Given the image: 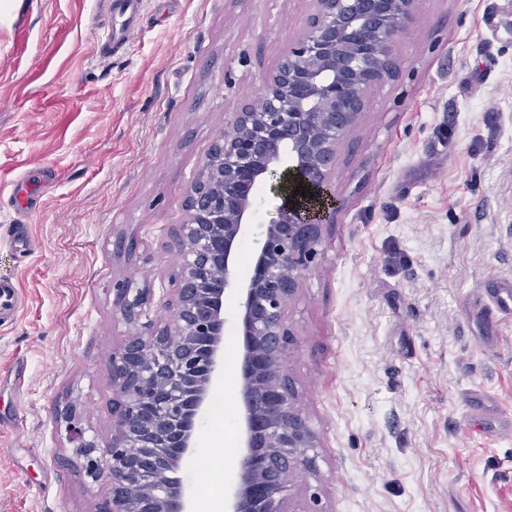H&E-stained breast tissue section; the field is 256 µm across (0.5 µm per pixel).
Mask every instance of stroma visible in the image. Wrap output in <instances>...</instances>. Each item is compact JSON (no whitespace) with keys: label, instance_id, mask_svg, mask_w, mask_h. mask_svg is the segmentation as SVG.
I'll use <instances>...</instances> for the list:
<instances>
[{"label":"stroma","instance_id":"stroma-1","mask_svg":"<svg viewBox=\"0 0 512 512\" xmlns=\"http://www.w3.org/2000/svg\"><path fill=\"white\" fill-rule=\"evenodd\" d=\"M311 0H142L100 51L102 0H0V512H95L100 483L58 417L112 442V351L233 112L275 69ZM394 77L341 142L343 202L286 320L287 362L321 448L291 512H512V437L466 418L483 387L512 411V320L493 348L473 292L512 279V0H417ZM37 184L29 211L12 197ZM24 384L15 387V375Z\"/></svg>","mask_w":512,"mask_h":512}]
</instances>
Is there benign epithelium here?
I'll use <instances>...</instances> for the list:
<instances>
[{"mask_svg": "<svg viewBox=\"0 0 512 512\" xmlns=\"http://www.w3.org/2000/svg\"><path fill=\"white\" fill-rule=\"evenodd\" d=\"M299 34L262 88L233 113L187 189L186 220L171 231L178 262L169 273L164 323L148 320L147 290L119 292L124 319L144 331L112 352V444L94 455L70 422L85 473L103 488L96 512H192V489L175 476L197 451L214 383L224 377V296L240 294L236 377L224 384L240 411L239 470L224 512H286L291 486L278 466L317 473L319 437L300 406L286 358L299 345L285 311L319 255L340 202L332 189L340 143L392 77L396 38L416 0H312ZM279 199L261 225L248 276L238 247L257 210L259 186ZM314 197H302L296 186Z\"/></svg>", "mask_w": 512, "mask_h": 512, "instance_id": "benign-epithelium-1", "label": "benign epithelium"}]
</instances>
